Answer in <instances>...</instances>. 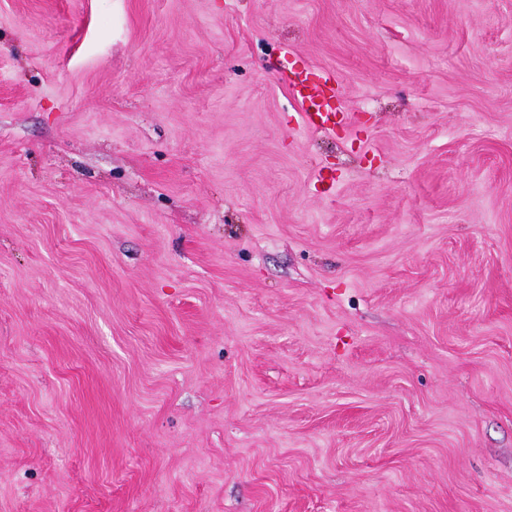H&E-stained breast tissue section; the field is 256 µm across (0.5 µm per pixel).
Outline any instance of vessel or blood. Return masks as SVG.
<instances>
[{
  "label": "vessel or blood",
  "mask_w": 512,
  "mask_h": 512,
  "mask_svg": "<svg viewBox=\"0 0 512 512\" xmlns=\"http://www.w3.org/2000/svg\"><path fill=\"white\" fill-rule=\"evenodd\" d=\"M289 91L301 108V118L304 125L319 126L322 129H334L347 125L348 113L334 110L332 117L323 116L319 107L323 100H335L336 78L331 74L312 77L305 71L294 72L289 82Z\"/></svg>",
  "instance_id": "1"
}]
</instances>
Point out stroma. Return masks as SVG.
<instances>
[{"label": "stroma", "mask_w": 512, "mask_h": 512, "mask_svg": "<svg viewBox=\"0 0 512 512\" xmlns=\"http://www.w3.org/2000/svg\"><path fill=\"white\" fill-rule=\"evenodd\" d=\"M0 512H512V0H0ZM289 91L301 108V118L305 126H317L321 129L333 130L337 126L348 124L349 115L334 105L336 100V78L334 75L323 73L321 77L314 78L301 70L293 73L290 78ZM329 100L332 113L323 116L320 105L323 100ZM315 112H311L312 109ZM317 120L319 122L317 123Z\"/></svg>", "instance_id": "1"}]
</instances>
